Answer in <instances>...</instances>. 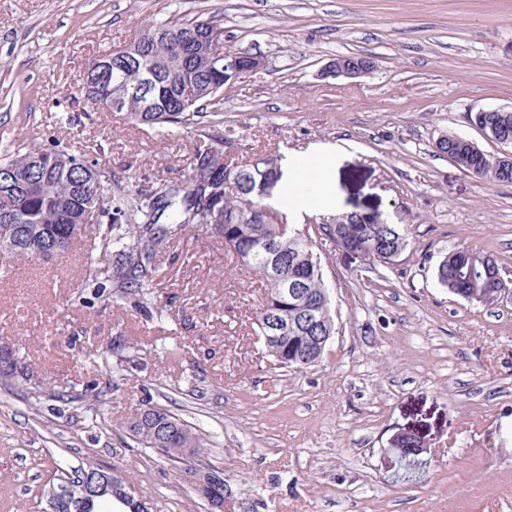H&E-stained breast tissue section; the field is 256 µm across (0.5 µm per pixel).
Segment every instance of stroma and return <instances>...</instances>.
<instances>
[{
	"label": "stroma",
	"instance_id": "1",
	"mask_svg": "<svg viewBox=\"0 0 512 512\" xmlns=\"http://www.w3.org/2000/svg\"><path fill=\"white\" fill-rule=\"evenodd\" d=\"M197 18L222 28L225 49L266 60L225 87L210 134L242 160L277 155L287 173L313 151L334 155L323 205L288 221L314 237L336 334L317 365L278 368L253 329L262 281L203 229L159 249L158 298L183 313L164 323L134 300L93 298L95 227L71 254L17 261L0 276V339L51 387L0 382V512H44L57 466L81 462L132 478L153 512H208L187 462L128 435L150 406L201 430L224 512H512V183L436 147L455 134L501 155L470 116L512 107V0H0V156L26 147L36 122L44 144L79 143L126 189L183 181L197 129L129 124L79 87L91 58L147 22ZM339 55L375 67L321 78ZM347 212L407 225V247L389 260L338 249L318 226ZM462 245L501 267L494 305L439 284V262ZM112 343L122 356L102 362ZM402 432L424 443L417 467L391 445Z\"/></svg>",
	"mask_w": 512,
	"mask_h": 512
}]
</instances>
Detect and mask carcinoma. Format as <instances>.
<instances>
[{"label": "carcinoma", "instance_id": "cac0c4a2", "mask_svg": "<svg viewBox=\"0 0 512 512\" xmlns=\"http://www.w3.org/2000/svg\"><path fill=\"white\" fill-rule=\"evenodd\" d=\"M215 49L224 45L220 29L209 20L152 21L136 34L126 55L107 52L92 59L82 92L94 106L105 103L119 109L132 124L215 123L223 117L224 87L250 73L245 67L224 78V59L215 58ZM206 107L211 111H204ZM471 121L486 132L495 129L496 142L512 144V112H476ZM227 144L226 137L200 142L190 154L184 182L164 181L144 195H132L118 184L106 186L81 156L29 142L25 150L0 162V254H5L0 273L8 271L12 260L40 259L38 252L48 242L59 244V253L68 252L73 245L71 225L96 224L102 247L112 251V259L101 260L94 268L95 298L109 294L118 301L136 294L141 307L155 309L162 321L172 313L155 303L158 250L205 228L223 239L224 248L264 284L266 295L255 312L254 332L270 337L264 342L268 355L293 371L319 363L325 348L313 337L333 336L336 328L325 302L327 286L315 244L273 204L282 177L278 157L259 153L242 164L227 155ZM437 149L477 177L512 182V166L490 164L466 137L450 134ZM21 225L36 232L37 239H20ZM320 229L338 247L369 259H392L407 246L405 225L383 217L339 214ZM484 256L459 246L439 263L438 282L466 302L482 297L484 305H493L502 282L485 280L480 266L469 271L470 260ZM291 286L302 293L285 292ZM309 306L322 309L324 318L304 328L301 318ZM274 318L288 324V332L275 339L270 329ZM154 411L171 433L131 419L125 426L135 442L171 460L200 454L201 437L194 428L166 409Z\"/></svg>", "mask_w": 512, "mask_h": 512}]
</instances>
